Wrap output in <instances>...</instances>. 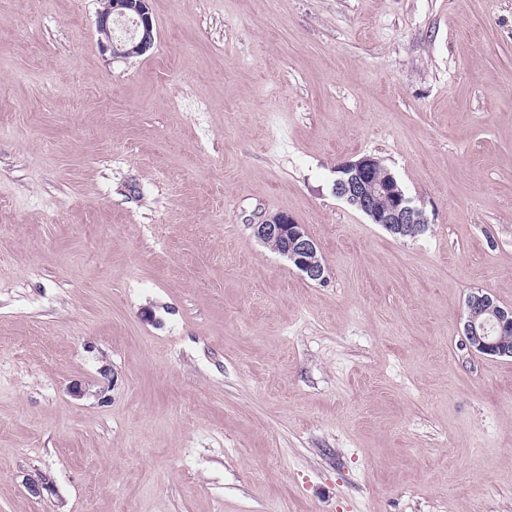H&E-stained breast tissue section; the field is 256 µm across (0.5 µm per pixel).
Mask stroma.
<instances>
[{
    "label": "stroma",
    "mask_w": 512,
    "mask_h": 512,
    "mask_svg": "<svg viewBox=\"0 0 512 512\" xmlns=\"http://www.w3.org/2000/svg\"><path fill=\"white\" fill-rule=\"evenodd\" d=\"M102 2L0 0V512H512L462 336L512 307V0H148L128 59ZM364 155L425 233L336 198ZM122 21L130 22L132 26L129 36L124 39L115 35L116 26ZM97 31L101 36L103 51H110L111 54L113 51L117 57L144 55L155 42L154 24L147 0H109L98 13ZM256 237L264 244L279 242L280 254L294 264L300 274L314 282L326 281L327 269L322 262L317 242L309 235L304 224L286 213L267 215L260 224H254ZM269 247L278 253L277 244Z\"/></svg>",
    "instance_id": "35a3bbf8"
}]
</instances>
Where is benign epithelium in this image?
Here are the masks:
<instances>
[{
	"instance_id": "obj_1",
	"label": "benign epithelium",
	"mask_w": 512,
	"mask_h": 512,
	"mask_svg": "<svg viewBox=\"0 0 512 512\" xmlns=\"http://www.w3.org/2000/svg\"><path fill=\"white\" fill-rule=\"evenodd\" d=\"M100 46L117 57L147 53L154 45L155 30L147 0H109L98 13ZM381 161L371 155L336 164L334 193L348 204H355L371 218L399 238H414L427 227L422 210L406 197L392 174L378 176ZM387 205L378 207L380 198ZM256 237L263 243L276 241L279 252L297 267L300 274L314 282L326 281L327 269L317 242L305 226L286 213L267 215L254 225ZM512 307L500 306L488 293L473 291L466 301L463 338L470 351L486 356L512 358Z\"/></svg>"
}]
</instances>
